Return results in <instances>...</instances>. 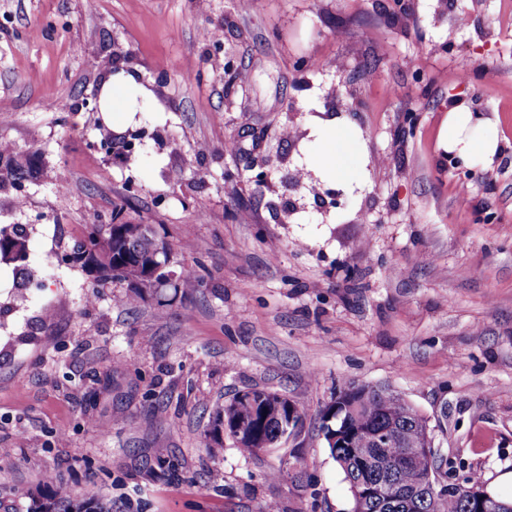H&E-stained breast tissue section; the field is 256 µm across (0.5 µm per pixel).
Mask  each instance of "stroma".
I'll list each match as a JSON object with an SVG mask.
<instances>
[{
    "instance_id": "35a3bbf8",
    "label": "stroma",
    "mask_w": 512,
    "mask_h": 512,
    "mask_svg": "<svg viewBox=\"0 0 512 512\" xmlns=\"http://www.w3.org/2000/svg\"><path fill=\"white\" fill-rule=\"evenodd\" d=\"M403 3L0 0V141L40 161L0 183L40 282L17 302L0 263V512H30L47 471L112 512H351L317 412L352 383L412 404L457 478L512 471V0ZM113 65L145 90L129 159L89 110ZM455 101L497 123L470 174L439 144ZM318 116L350 132L346 179L308 177ZM116 208L204 286L120 307L115 281L89 306L88 272L48 274ZM253 388L312 414L283 447L210 457L217 404Z\"/></svg>"
}]
</instances>
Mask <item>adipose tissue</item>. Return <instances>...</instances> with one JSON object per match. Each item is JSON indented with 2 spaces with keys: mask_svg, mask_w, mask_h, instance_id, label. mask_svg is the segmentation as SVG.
I'll list each match as a JSON object with an SVG mask.
<instances>
[{
  "mask_svg": "<svg viewBox=\"0 0 512 512\" xmlns=\"http://www.w3.org/2000/svg\"><path fill=\"white\" fill-rule=\"evenodd\" d=\"M314 134L318 145L312 158L315 169L344 177L348 171L346 129L335 119L320 118L315 122ZM441 144L446 152L465 160L476 157L487 161L499 151V139L491 123L474 118L472 112L460 103L448 111V123L442 131Z\"/></svg>",
  "mask_w": 512,
  "mask_h": 512,
  "instance_id": "ef3b65f1",
  "label": "adipose tissue"
}]
</instances>
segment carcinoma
I'll use <instances>...</instances> for the list:
<instances>
[{
  "instance_id": "obj_1",
  "label": "carcinoma",
  "mask_w": 512,
  "mask_h": 512,
  "mask_svg": "<svg viewBox=\"0 0 512 512\" xmlns=\"http://www.w3.org/2000/svg\"><path fill=\"white\" fill-rule=\"evenodd\" d=\"M36 173L32 158H16L0 151V183L10 180L22 186ZM84 240L72 252L57 255L54 264L86 268L93 265L97 276L93 287L102 288L114 281H129L137 257L146 250L142 224L112 225L94 222L85 225ZM12 251L20 260L13 262L15 272L23 276L20 300H26L29 279L25 278L29 243L22 225L0 229V262ZM196 266H182L175 288H199L203 276ZM293 408L299 423L309 416V409L281 401L277 392L252 389L244 396H234L214 410L206 433V449L214 457L224 451V435H229L244 455L253 456L262 448H278V432ZM321 423L342 432L343 438L328 445L331 457L344 474L349 489L369 482L380 483L381 494L352 496V512H483L481 501L470 500L467 489L487 492L485 485L471 477L464 479L446 496L433 499L428 487L429 461L415 458L401 461L414 448H423L431 436L428 421L399 394L384 386L364 385L340 391L336 406L319 411ZM49 493L35 502L31 512H112V502L104 498L79 499L70 486L51 471L43 475Z\"/></svg>"
}]
</instances>
